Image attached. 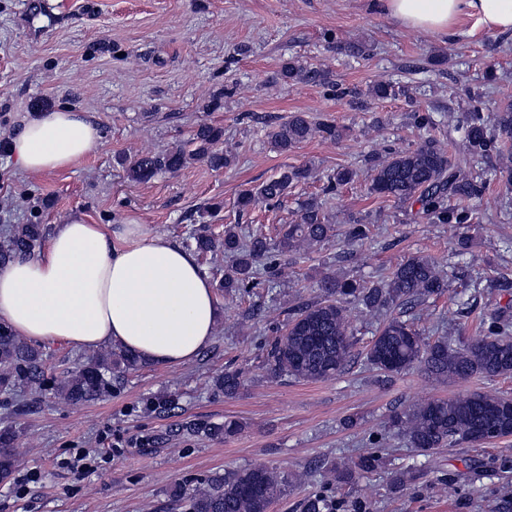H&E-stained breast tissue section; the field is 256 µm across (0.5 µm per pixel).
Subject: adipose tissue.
<instances>
[{
	"instance_id": "adipose-tissue-1",
	"label": "adipose tissue",
	"mask_w": 512,
	"mask_h": 512,
	"mask_svg": "<svg viewBox=\"0 0 512 512\" xmlns=\"http://www.w3.org/2000/svg\"><path fill=\"white\" fill-rule=\"evenodd\" d=\"M402 26L451 40L460 24L512 33V0H378ZM102 145L90 113L39 112L8 144L19 170L75 166ZM219 314L195 255L147 225H54L44 248L0 267V321L19 336L72 347L118 345L142 361L180 366L209 345Z\"/></svg>"
}]
</instances>
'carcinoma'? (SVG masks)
<instances>
[{"label":"carcinoma","instance_id":"obj_1","mask_svg":"<svg viewBox=\"0 0 512 512\" xmlns=\"http://www.w3.org/2000/svg\"><path fill=\"white\" fill-rule=\"evenodd\" d=\"M277 79L284 83L330 84L326 72L307 67L295 58L284 62ZM370 94L387 98L405 94V88L380 83ZM464 137L457 157L447 153L440 140L427 137L413 149H388L370 158V191L402 204L418 202L429 218L441 224H470L474 220L470 202L482 193L488 170L476 173L479 163L498 161L512 177V104L488 117L483 108L468 112ZM319 132L340 139L342 130L314 123L304 112H294L279 123L271 137L282 153L294 150ZM224 128L203 123L191 139L192 149L184 148L162 155H145L128 168L135 182L151 179L162 171L175 172L191 160H205L214 168L229 167L234 156L223 152ZM313 177L308 165L285 166L277 176L255 191L243 193L239 208L258 203L270 207L281 204L288 190ZM357 170L340 167L329 176L325 191L334 194L354 183ZM336 225L323 211V203L310 197L301 204L299 222L281 227L279 239L271 242L261 230L239 234L224 227L221 237L206 230L192 234L194 250L200 255L222 254L232 258L221 287L227 294H242L257 285L256 275L265 267L276 275L281 257L321 246L336 236ZM44 234L40 224H14L0 246V265L32 251ZM315 300L298 306L287 316L282 334L270 344L267 358L272 373L303 381H322L342 373L353 356L354 334L343 301L348 300L369 313L413 307L436 299L448 290V278L430 257L412 255L386 276L365 281L328 272L318 284ZM482 334L466 343H454L446 336H422L402 316H391L376 328L366 352L375 370L389 376L414 366L423 367L437 381L512 376V318L494 313L480 318ZM140 360L121 348L83 357L59 383L45 375L43 352L21 340L0 323V387L4 392L27 387L48 388L73 405L95 399L112 387V379L136 370ZM216 386L231 397L241 386L237 372H226ZM392 434L421 452L454 448L463 444H483L512 436V404L498 393L473 392L454 398H430L394 414L388 422ZM377 462L371 455L350 463L338 462L331 472L336 482L372 471ZM18 466L14 437L0 433V482L11 479ZM291 483L275 467H244L207 480L206 486L189 492L178 488L173 500L185 504L186 512H271L274 502Z\"/></svg>","mask_w":512,"mask_h":512}]
</instances>
